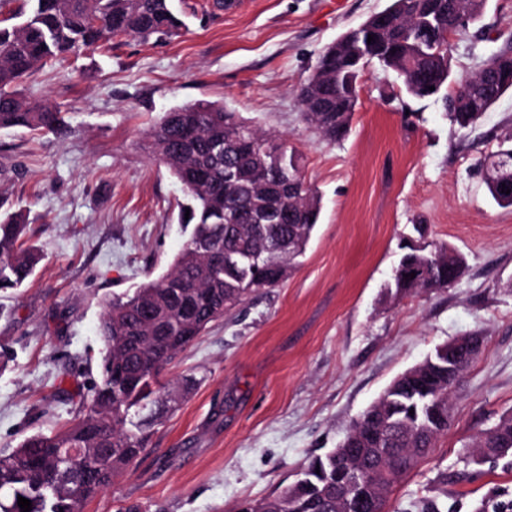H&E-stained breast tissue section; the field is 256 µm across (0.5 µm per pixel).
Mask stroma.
Wrapping results in <instances>:
<instances>
[{
  "label": "stroma",
  "instance_id": "obj_1",
  "mask_svg": "<svg viewBox=\"0 0 512 512\" xmlns=\"http://www.w3.org/2000/svg\"><path fill=\"white\" fill-rule=\"evenodd\" d=\"M390 0H174L188 28L167 42L116 37L48 63L18 92L63 112L58 133L0 130V218L21 212L42 260L0 293V452L65 428L99 376L103 302L166 272L186 235L185 195L146 133L197 100L275 132L296 150L321 215L298 269L213 322L166 371L196 375L148 450L85 512H233L276 495L336 447L400 373L448 340L484 336L450 397L451 425L387 497L416 512H512V465L469 445L512 412V208L490 198L480 159L512 135V91L477 122L451 123L372 63L349 136L324 139L297 88L325 48ZM512 48V0H485L451 41L453 81ZM457 249L454 285L388 295L400 243Z\"/></svg>",
  "mask_w": 512,
  "mask_h": 512
}]
</instances>
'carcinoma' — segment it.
<instances>
[{"label": "carcinoma", "instance_id": "cac0c4a2", "mask_svg": "<svg viewBox=\"0 0 512 512\" xmlns=\"http://www.w3.org/2000/svg\"><path fill=\"white\" fill-rule=\"evenodd\" d=\"M485 0H392L395 22L373 31L368 46L339 37L297 89L303 119L330 142L348 135L358 103L362 69L356 57L394 71L408 95L441 103L448 119L474 126L512 90V52L489 59L490 79L476 73L448 92L452 76L444 39L448 21L462 11L476 19ZM16 23L0 26V129L55 132L61 113L21 97L15 86L54 57L110 37L172 39L186 29L169 0H21ZM435 90H429V87ZM159 160L182 186L190 209L189 237L168 271L132 294L104 303L99 325L100 377L87 413L66 430L25 437L0 454V512H85L86 503L146 452L152 428L183 400L197 379L162 376L212 322L251 293L274 288L297 265L320 216L318 192L302 174L297 152L224 105L199 100L164 112L147 133ZM480 165L512 170V138L498 143ZM22 215L0 219V290L16 289L34 273L39 254L23 246ZM464 257L446 245L409 247L396 278L401 293L451 286ZM414 272L415 278H405ZM461 376L448 368L412 366L399 385L373 402L344 436L360 448L366 490L376 512L387 496L448 431V399ZM414 414H409V411ZM472 447L512 448V413ZM350 462L328 451L313 457L299 477L269 499L245 502L236 512H344L360 490L350 483Z\"/></svg>", "mask_w": 512, "mask_h": 512}]
</instances>
